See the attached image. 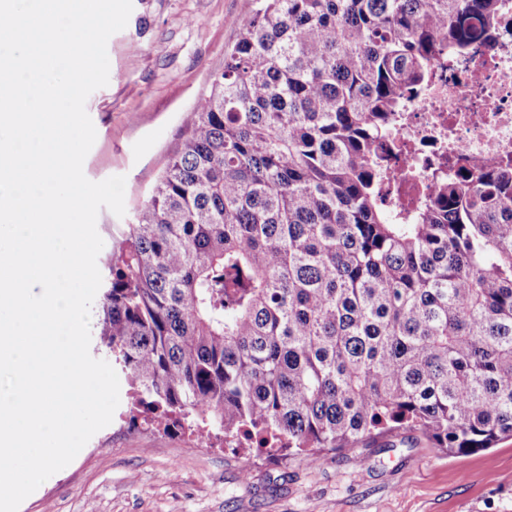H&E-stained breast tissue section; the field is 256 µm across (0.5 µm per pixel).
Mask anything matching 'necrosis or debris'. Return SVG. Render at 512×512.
<instances>
[{
	"instance_id": "necrosis-or-debris-1",
	"label": "necrosis or debris",
	"mask_w": 512,
	"mask_h": 512,
	"mask_svg": "<svg viewBox=\"0 0 512 512\" xmlns=\"http://www.w3.org/2000/svg\"><path fill=\"white\" fill-rule=\"evenodd\" d=\"M389 148L384 187L398 210L458 172L512 161V0L495 36L438 57L433 82L394 125Z\"/></svg>"
}]
</instances>
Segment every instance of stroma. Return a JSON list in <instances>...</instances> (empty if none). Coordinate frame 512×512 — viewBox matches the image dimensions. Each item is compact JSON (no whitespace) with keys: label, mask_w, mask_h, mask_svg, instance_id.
<instances>
[{"label":"stroma","mask_w":512,"mask_h":512,"mask_svg":"<svg viewBox=\"0 0 512 512\" xmlns=\"http://www.w3.org/2000/svg\"><path fill=\"white\" fill-rule=\"evenodd\" d=\"M253 8L254 0H133L126 27L110 37L109 83L86 101L96 140L83 171L94 182L125 176V214L100 210L98 267L166 169ZM119 385L111 423L19 512H512V437L455 456L413 433L398 444L378 437L311 465L157 429L133 417L128 382Z\"/></svg>","instance_id":"35a3bbf8"}]
</instances>
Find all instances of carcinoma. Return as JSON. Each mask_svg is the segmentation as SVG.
Segmentation results:
<instances>
[{"mask_svg": "<svg viewBox=\"0 0 512 512\" xmlns=\"http://www.w3.org/2000/svg\"><path fill=\"white\" fill-rule=\"evenodd\" d=\"M501 0H259L134 221L98 343L156 428L313 462L512 436V166L386 205L377 146Z\"/></svg>", "mask_w": 512, "mask_h": 512, "instance_id": "obj_1", "label": "carcinoma"}]
</instances>
